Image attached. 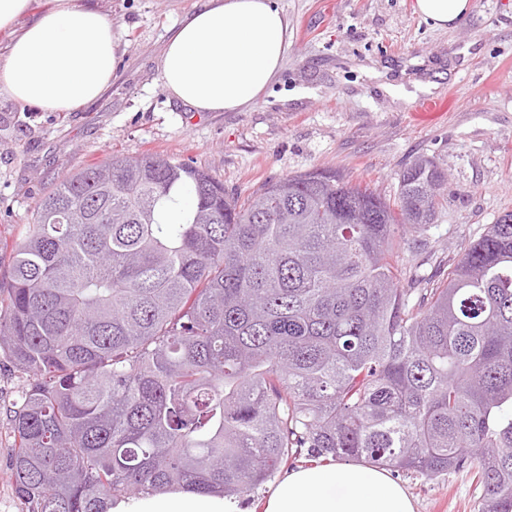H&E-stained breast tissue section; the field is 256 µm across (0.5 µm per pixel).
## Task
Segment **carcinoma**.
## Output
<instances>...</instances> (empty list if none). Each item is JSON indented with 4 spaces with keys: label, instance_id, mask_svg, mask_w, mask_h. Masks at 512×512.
<instances>
[{
    "label": "carcinoma",
    "instance_id": "cac0c4a2",
    "mask_svg": "<svg viewBox=\"0 0 512 512\" xmlns=\"http://www.w3.org/2000/svg\"><path fill=\"white\" fill-rule=\"evenodd\" d=\"M446 183L420 158L393 204L319 168L241 200L162 154L62 179L0 307V350L31 377L10 416L25 512L236 497L303 450L468 471L479 512H512V212L448 276L399 287V227L426 228Z\"/></svg>",
    "mask_w": 512,
    "mask_h": 512
}]
</instances>
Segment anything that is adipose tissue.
Wrapping results in <instances>:
<instances>
[{
  "label": "adipose tissue",
  "instance_id": "ef3b65f1",
  "mask_svg": "<svg viewBox=\"0 0 512 512\" xmlns=\"http://www.w3.org/2000/svg\"><path fill=\"white\" fill-rule=\"evenodd\" d=\"M32 0H0V93L22 104L70 112L111 86L123 53L120 32L97 0H49L29 18ZM432 27L459 26L469 0H415ZM288 20L275 0H207L166 39L162 87L196 112H235L251 105L279 74ZM110 512H416L407 488L386 470L328 462L288 470L265 498L239 499L172 490L128 496Z\"/></svg>",
  "mask_w": 512,
  "mask_h": 512
}]
</instances>
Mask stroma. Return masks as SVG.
I'll return each mask as SVG.
<instances>
[{"mask_svg": "<svg viewBox=\"0 0 512 512\" xmlns=\"http://www.w3.org/2000/svg\"><path fill=\"white\" fill-rule=\"evenodd\" d=\"M205 0H101L125 52L111 87L71 112L0 97V282L39 201L83 165L147 152L207 169L247 198L263 184L337 168L387 199L417 157L448 176V200L425 230L399 232L408 272L447 274L464 248L512 211V0H470L456 29H432L414 0H277L288 50L274 83L249 108L194 112L162 88L159 60L178 20ZM452 98L417 119L421 98ZM31 383L0 353V512H25L9 460V412ZM417 512H478L465 472L401 476Z\"/></svg>", "mask_w": 512, "mask_h": 512, "instance_id": "obj_1", "label": "stroma"}]
</instances>
